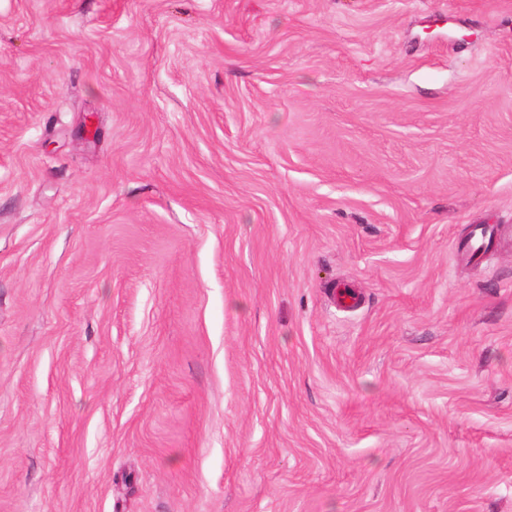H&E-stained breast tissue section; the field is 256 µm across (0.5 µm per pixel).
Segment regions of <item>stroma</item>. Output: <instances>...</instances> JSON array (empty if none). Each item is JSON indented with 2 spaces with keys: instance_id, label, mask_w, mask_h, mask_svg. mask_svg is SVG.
I'll list each match as a JSON object with an SVG mask.
<instances>
[{
  "instance_id": "stroma-1",
  "label": "stroma",
  "mask_w": 512,
  "mask_h": 512,
  "mask_svg": "<svg viewBox=\"0 0 512 512\" xmlns=\"http://www.w3.org/2000/svg\"><path fill=\"white\" fill-rule=\"evenodd\" d=\"M0 512H512V0H0ZM498 233L496 224H478L470 236L459 246L461 253L470 260H480L495 244Z\"/></svg>"
}]
</instances>
